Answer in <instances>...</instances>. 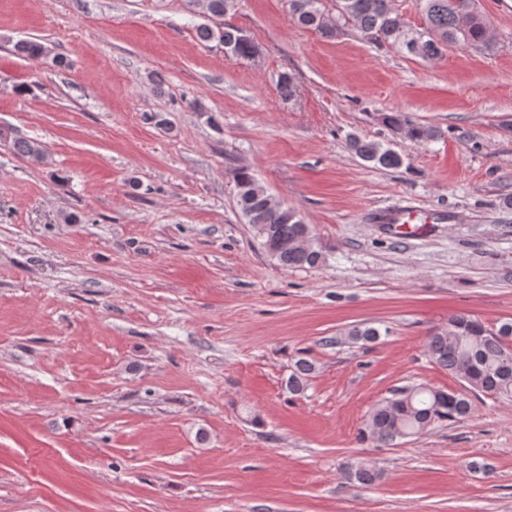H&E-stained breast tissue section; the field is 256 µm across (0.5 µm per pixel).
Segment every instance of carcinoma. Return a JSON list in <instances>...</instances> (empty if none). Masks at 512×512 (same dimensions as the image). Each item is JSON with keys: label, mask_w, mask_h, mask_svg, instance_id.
<instances>
[{"label": "carcinoma", "mask_w": 512, "mask_h": 512, "mask_svg": "<svg viewBox=\"0 0 512 512\" xmlns=\"http://www.w3.org/2000/svg\"><path fill=\"white\" fill-rule=\"evenodd\" d=\"M286 2L297 24L326 37L332 38L351 27L378 45L429 61L445 56L450 46L480 48L490 42L476 0H415L423 19L418 28L394 7V0ZM190 3L209 20L196 29L201 42H217L224 46L225 53L243 59L255 53V45L242 30L224 23V16L234 8V0ZM15 50L28 58L44 55V47L32 41L16 43ZM383 124L415 143H427L442 136L436 127L415 123L404 112L384 114ZM348 145L358 158L375 167L397 169L403 165L402 156L383 142L352 135ZM13 150L34 162L45 159L43 146L31 139L14 140ZM236 204L243 222L253 227L266 252L279 266L293 269L315 267L323 262L310 225L296 210L273 201L246 169L237 175ZM345 336L351 344L372 342L380 331L359 324L350 327ZM427 350L436 364L463 383L465 391L451 393L422 383L397 387L372 407L363 436L390 446L437 424L460 423L470 414V393L481 392L512 401V322L490 328L470 314L453 315L446 325L431 331ZM314 372L312 360L305 356L297 358L286 379V388L294 395L303 394ZM344 476L365 486L380 478L379 472L364 462L350 465Z\"/></svg>", "instance_id": "carcinoma-1"}]
</instances>
